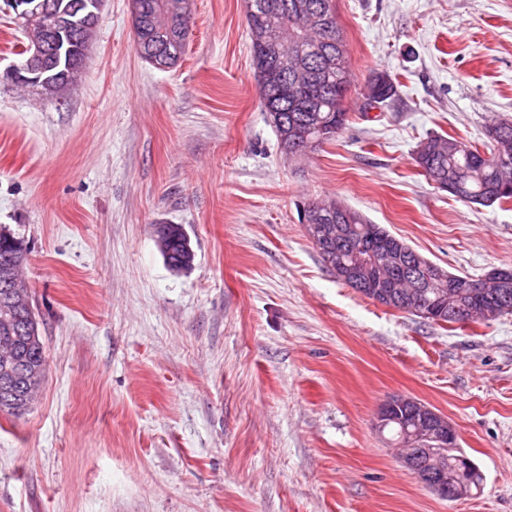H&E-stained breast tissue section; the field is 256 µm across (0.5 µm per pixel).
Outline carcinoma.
I'll list each match as a JSON object with an SVG mask.
<instances>
[{
    "mask_svg": "<svg viewBox=\"0 0 512 512\" xmlns=\"http://www.w3.org/2000/svg\"><path fill=\"white\" fill-rule=\"evenodd\" d=\"M191 0H135L134 27L141 31L143 41L141 58L153 66L175 68L186 50L188 35L187 18L193 16ZM251 4V17L247 18L249 33L264 31L273 33L279 42L267 47L251 42L252 57L272 54L287 60L294 71L320 69L333 83L334 91L326 89L317 80H305L296 85L294 94L281 99L274 90L260 91L265 112H280L286 123L273 122L282 153L297 158L315 150L321 144L336 137L348 121L344 98L351 84V64L343 29L336 15L335 0H247ZM499 139L491 141L490 152L485 153L471 143L450 135L435 133L426 137L432 150L414 162L423 163V176L432 181L448 180L453 175L457 199L482 206L512 202V121L502 120ZM347 211L365 242L408 250L403 240L389 239V233L378 224L368 221L360 212L348 207L335 196L318 198L308 202L307 217L319 213L329 216L337 208ZM27 247L24 241L10 233L0 232V263L25 260ZM327 268L340 271L336 279L350 288H356L358 276L353 274L357 263L349 253L323 251L320 253ZM457 301L448 307V298L439 297L434 289L426 288L414 308L395 302L383 303L408 312L424 321L441 327L463 321L465 310L489 301L493 292L501 291L497 285L472 294L469 283L474 278L467 275H451ZM9 289L0 288V339L8 329H16L15 311L11 308ZM19 346L29 360L22 379L24 389L41 390L45 372L46 355L40 334L20 338ZM5 367L0 365V413L18 416L28 408L26 398L4 391Z\"/></svg>",
    "mask_w": 512,
    "mask_h": 512,
    "instance_id": "1",
    "label": "carcinoma"
}]
</instances>
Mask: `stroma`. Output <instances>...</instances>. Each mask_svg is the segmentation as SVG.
<instances>
[{"label": "stroma", "mask_w": 512, "mask_h": 512, "mask_svg": "<svg viewBox=\"0 0 512 512\" xmlns=\"http://www.w3.org/2000/svg\"><path fill=\"white\" fill-rule=\"evenodd\" d=\"M348 123L286 159L261 107L245 0H194L185 55L135 50L107 0L60 100L1 73L0 228L25 275L46 378L0 414V512H512V315L445 330L365 298L300 222L334 196L452 274L512 267V203L457 200L413 160L432 133L512 120V0H336ZM397 93L365 110L369 77ZM195 250L168 267L152 232ZM447 416L478 492L444 499L376 426L389 397Z\"/></svg>", "instance_id": "35a3bbf8"}]
</instances>
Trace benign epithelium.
Instances as JSON below:
<instances>
[{
  "label": "benign epithelium",
  "mask_w": 512,
  "mask_h": 512,
  "mask_svg": "<svg viewBox=\"0 0 512 512\" xmlns=\"http://www.w3.org/2000/svg\"><path fill=\"white\" fill-rule=\"evenodd\" d=\"M15 14V19L24 24L27 43L24 60L12 64L6 75L13 81L38 88L45 98L54 100L69 85L68 73L53 74L50 62L52 50L64 45L73 32L80 33L83 47L92 45L106 0H95V12L91 17L80 18L78 12L84 6L80 0L61 8L53 0H5ZM258 83L270 88L274 84L282 88L295 84L297 77L282 73L271 58L255 59ZM306 232L313 243L326 245L347 237L349 226L345 224H307ZM155 240L164 253L168 252L173 236L182 238L188 255H193L189 238L183 229L173 224H156ZM373 277L383 287H391L394 277H403L398 296L407 303H417L421 296L420 285L415 279H407L408 265L401 253L385 252L372 269ZM0 283L12 293L15 305L32 309L30 294L24 280L22 265L12 262L0 268ZM409 404L411 413L402 422L401 439L398 441L397 459L407 470L417 476L428 488L442 498L457 499L469 494L471 468L465 458L450 461L447 448L456 447L457 434L448 418L429 406L403 396L386 400L377 410L379 428L394 418L398 407Z\"/></svg>",
  "instance_id": "obj_1"
}]
</instances>
